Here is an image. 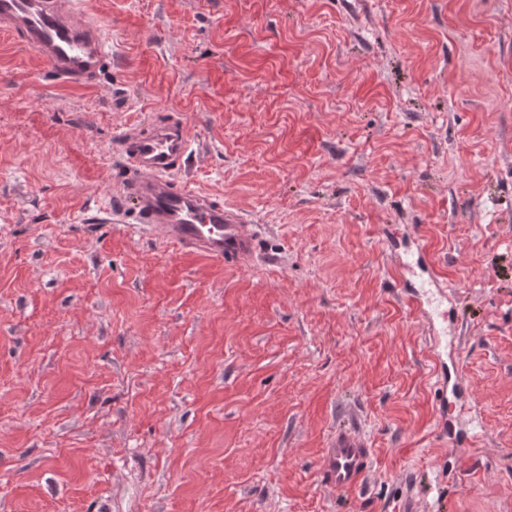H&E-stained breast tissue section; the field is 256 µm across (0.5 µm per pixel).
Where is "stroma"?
Returning <instances> with one entry per match:
<instances>
[{"label":"stroma","instance_id":"1","mask_svg":"<svg viewBox=\"0 0 512 512\" xmlns=\"http://www.w3.org/2000/svg\"><path fill=\"white\" fill-rule=\"evenodd\" d=\"M96 85L0 32V512H512V0H81ZM256 224L245 268L108 223L119 133ZM454 286L439 429L391 233ZM374 469L316 481L348 417ZM449 383L448 374L446 378L444 371H441V373L437 375L435 383L434 402L440 417L441 431L446 434L448 427V438L455 441L454 422H456L458 415L456 417H451L449 414L454 412L458 408V405L459 414L462 406L461 403L466 397V390L464 387L465 375L463 370L457 368L451 386Z\"/></svg>","mask_w":512,"mask_h":512}]
</instances>
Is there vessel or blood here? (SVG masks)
Returning a JSON list of instances; mask_svg holds the SVG:
<instances>
[{"instance_id": "vessel-or-blood-1", "label": "vessel or blood", "mask_w": 512, "mask_h": 512, "mask_svg": "<svg viewBox=\"0 0 512 512\" xmlns=\"http://www.w3.org/2000/svg\"><path fill=\"white\" fill-rule=\"evenodd\" d=\"M0 30L32 48L56 78L74 86L97 82L110 52L103 27L83 15L77 0H0ZM192 152L186 124L173 116L148 129L123 132L116 153L125 174L123 190L109 209L123 222L134 211L136 226L167 244L205 258L246 267L257 255L258 231L237 209L190 187L178 175ZM436 334L448 331L447 309L434 306L419 286L403 290ZM463 371L438 375L434 402L440 425L453 427L454 411L466 397ZM374 457L368 438L355 425L337 426L318 466L321 486L350 492L370 475Z\"/></svg>"}]
</instances>
